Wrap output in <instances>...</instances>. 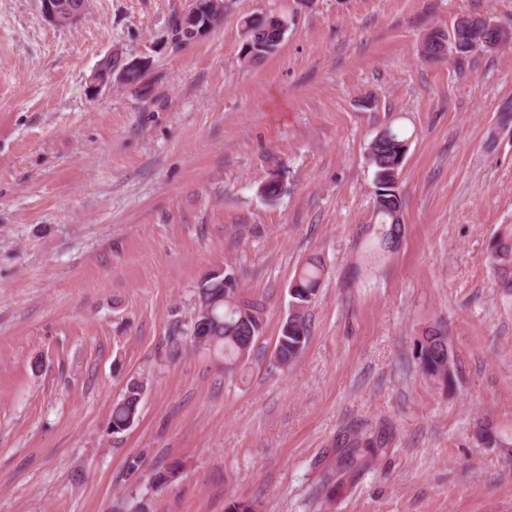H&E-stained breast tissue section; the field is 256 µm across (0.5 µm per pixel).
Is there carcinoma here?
I'll use <instances>...</instances> for the list:
<instances>
[{
  "instance_id": "1",
  "label": "carcinoma",
  "mask_w": 512,
  "mask_h": 512,
  "mask_svg": "<svg viewBox=\"0 0 512 512\" xmlns=\"http://www.w3.org/2000/svg\"><path fill=\"white\" fill-rule=\"evenodd\" d=\"M276 16L249 17L244 26L249 40L266 42L277 48L281 45ZM495 36L484 33L477 41L472 32L456 22L450 31L436 30L423 42V56L439 57L441 44L448 46V53L466 55L477 49H494ZM409 138L391 126L380 130L368 145L367 160L374 168L375 224L373 227L372 254L381 256L395 252L403 232L404 199L399 193L398 178L408 150ZM493 263L497 283L503 295H512V229L504 230L493 247ZM325 264L318 256H310L296 270L289 285L291 312L282 324L274 347V361L281 367L294 363L304 351L310 335L306 311L322 285ZM198 303L188 326L186 336L192 345L224 360V371L234 373L246 363L256 341L264 330V303L261 299H248L241 295L235 271L226 268L214 271L198 284ZM421 370L442 385L450 383L456 373L455 361L448 360V336L438 327L424 332L415 351ZM142 385L133 382L124 396L112 406L109 426L112 432L121 433L131 428L138 417ZM352 452L360 448L377 450L384 447L381 433L364 435L352 433ZM480 439L487 445L500 448L512 447V434L484 427Z\"/></svg>"
}]
</instances>
